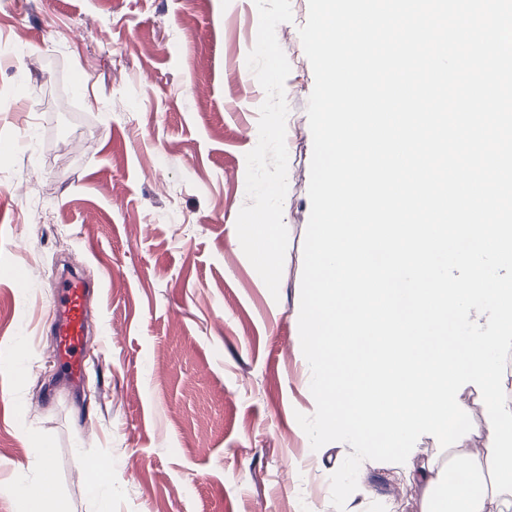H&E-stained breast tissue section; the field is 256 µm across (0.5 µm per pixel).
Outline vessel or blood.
I'll list each match as a JSON object with an SVG mask.
<instances>
[{
  "label": "vessel or blood",
  "mask_w": 512,
  "mask_h": 512,
  "mask_svg": "<svg viewBox=\"0 0 512 512\" xmlns=\"http://www.w3.org/2000/svg\"><path fill=\"white\" fill-rule=\"evenodd\" d=\"M56 288L49 321L52 355L59 366L56 383L75 391L86 379L85 354L94 348L88 305L95 287L71 268L58 277Z\"/></svg>",
  "instance_id": "1"
}]
</instances>
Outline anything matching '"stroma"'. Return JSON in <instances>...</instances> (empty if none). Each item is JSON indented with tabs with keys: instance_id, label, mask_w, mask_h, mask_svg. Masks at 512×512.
Returning <instances> with one entry per match:
<instances>
[{
	"instance_id": "1",
	"label": "stroma",
	"mask_w": 512,
	"mask_h": 512,
	"mask_svg": "<svg viewBox=\"0 0 512 512\" xmlns=\"http://www.w3.org/2000/svg\"><path fill=\"white\" fill-rule=\"evenodd\" d=\"M308 0H0V512L51 448L53 494L95 512H335L350 445L312 450L299 338L314 75ZM274 221L269 263L256 256ZM101 285L82 395L47 401L58 260ZM25 286H17L18 272ZM364 461L345 512H420ZM85 493L90 499H101L112 490V462L105 458H92L85 466Z\"/></svg>"
}]
</instances>
